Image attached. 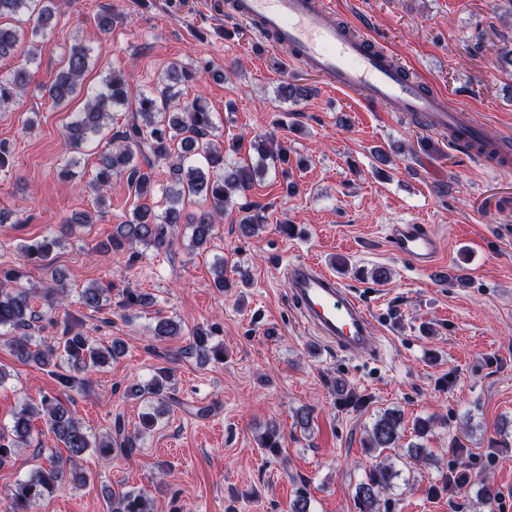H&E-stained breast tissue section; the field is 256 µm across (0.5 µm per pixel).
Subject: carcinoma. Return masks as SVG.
<instances>
[{
	"label": "carcinoma",
	"instance_id": "carcinoma-1",
	"mask_svg": "<svg viewBox=\"0 0 512 512\" xmlns=\"http://www.w3.org/2000/svg\"><path fill=\"white\" fill-rule=\"evenodd\" d=\"M55 0H0V59L11 57L22 44L29 45L25 63L0 77V109H6L23 96L30 84L27 64L36 59L38 50L53 34ZM90 66V49L76 43L71 46L67 66L44 87L48 98L58 105L70 102L82 91L85 73ZM205 68H192L182 63L171 64L153 91L143 93L136 101L133 119L112 134L99 153L98 171L90 186L97 194L98 213L105 209L102 190L114 177H124L135 187L141 198L152 196V170L158 165L167 169L168 185L165 189L164 209L149 216L150 209L138 206L132 218L116 225L109 238L98 244V250L110 251L137 244L161 249L167 244V228L174 224H188L195 248L207 245L214 236L216 219L224 215L235 197L246 195L254 184V177L264 175L277 164L287 161L286 152L265 137L255 141L258 159L254 164H242L234 159L241 149L235 140L227 147L210 139L214 122L206 100L198 95L190 102L183 101L182 87L201 81ZM306 86L285 83L279 95L285 100L297 101L308 97ZM128 103L127 84L117 74L106 78L100 87L88 93L81 111L75 113L66 128V144L70 151L79 153L92 137L100 134L112 118V113ZM202 197L210 202L211 210L199 216L187 214L183 201ZM244 215L239 225L242 234L249 237L264 222L259 213L241 207ZM93 223L89 212L75 213L58 227L57 236L23 242L20 252L29 261L51 260L59 240L71 235L74 228ZM80 303L97 312L104 306V289L88 287L80 292ZM42 315L35 309L31 289L21 283L15 269L0 275V328L13 333L9 346L20 360L50 373L64 389L86 387L89 379L79 374L89 368L100 367L122 355V340L114 339L101 345L88 336L64 328L62 336L52 344L38 343L32 333ZM214 330L197 329L188 350L198 355L211 353L217 363L224 361V349L210 345ZM170 371L164 367L145 387L135 392L148 394L161 405L171 397L167 395ZM43 417L55 440L63 445L66 456L56 455L48 467H39L25 479L7 489L3 498L5 512H31L32 503L48 499L69 485H85L88 477L77 474L74 465L89 451L102 457L115 453L130 456L136 449V438L125 430L121 419H116L107 435L91 434L77 419L69 406L56 397H44L41 406L25 405L14 413L11 422L0 426V463L15 450L28 445L32 434V421ZM403 418L395 411H385L372 424L366 447L372 453H383L400 447ZM403 457L413 464H428L432 453L422 443L407 445ZM397 472L382 461L372 464L365 478L355 487L353 495L358 512H381L382 496L391 489ZM466 485L464 474L441 475L439 483H432L428 493H448ZM109 512H153L152 501L143 490L112 493L108 497Z\"/></svg>",
	"mask_w": 512,
	"mask_h": 512
}]
</instances>
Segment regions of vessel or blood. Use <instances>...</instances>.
<instances>
[{
  "instance_id": "obj_1",
  "label": "vessel or blood",
  "mask_w": 512,
  "mask_h": 512,
  "mask_svg": "<svg viewBox=\"0 0 512 512\" xmlns=\"http://www.w3.org/2000/svg\"><path fill=\"white\" fill-rule=\"evenodd\" d=\"M229 9L258 37L282 48L286 62L315 73L332 89L388 110L426 115L431 128L455 131V144L480 156L487 140L477 123L407 76L405 65L368 33L337 22L327 0H231ZM388 243L395 255L422 270L435 265L441 249L424 224L391 225ZM285 275L301 316L320 338L350 355L376 353L372 317L360 298L309 260L289 263Z\"/></svg>"
}]
</instances>
